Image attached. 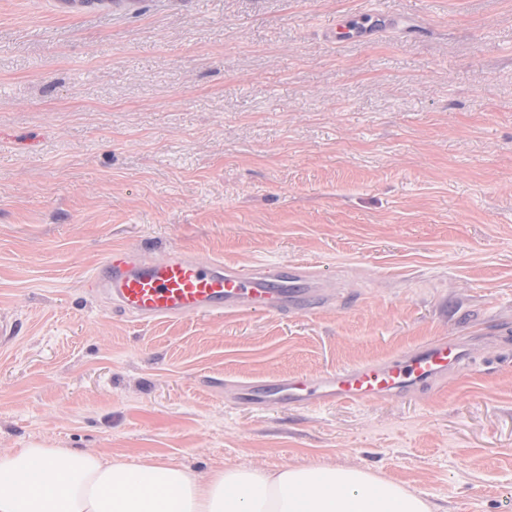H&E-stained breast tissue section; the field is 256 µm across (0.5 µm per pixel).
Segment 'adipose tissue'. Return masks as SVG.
<instances>
[{
    "label": "adipose tissue",
    "mask_w": 512,
    "mask_h": 512,
    "mask_svg": "<svg viewBox=\"0 0 512 512\" xmlns=\"http://www.w3.org/2000/svg\"><path fill=\"white\" fill-rule=\"evenodd\" d=\"M0 512H436L425 495L368 470L228 467L200 476L33 444L0 453Z\"/></svg>",
    "instance_id": "ef3b65f1"
}]
</instances>
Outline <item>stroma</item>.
I'll return each instance as SVG.
<instances>
[{"instance_id":"obj_1","label":"stroma","mask_w":512,"mask_h":512,"mask_svg":"<svg viewBox=\"0 0 512 512\" xmlns=\"http://www.w3.org/2000/svg\"><path fill=\"white\" fill-rule=\"evenodd\" d=\"M362 11L390 20L337 37ZM307 265L319 313L138 324L109 251ZM0 452L370 470L512 512V0H0ZM440 336L471 370L358 406L234 385Z\"/></svg>"}]
</instances>
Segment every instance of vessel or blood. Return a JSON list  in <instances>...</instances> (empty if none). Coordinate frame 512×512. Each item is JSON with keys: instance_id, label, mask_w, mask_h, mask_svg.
Segmentation results:
<instances>
[{"instance_id": "vessel-or-blood-1", "label": "vessel or blood", "mask_w": 512, "mask_h": 512, "mask_svg": "<svg viewBox=\"0 0 512 512\" xmlns=\"http://www.w3.org/2000/svg\"><path fill=\"white\" fill-rule=\"evenodd\" d=\"M87 286L106 293L115 312L146 324L205 315L312 311L328 300L323 284L310 280L301 267H232L179 249L157 256L113 249ZM470 363L465 341L443 336L382 362L246 382L238 387L237 396L259 410L272 405H357L432 388Z\"/></svg>"}]
</instances>
